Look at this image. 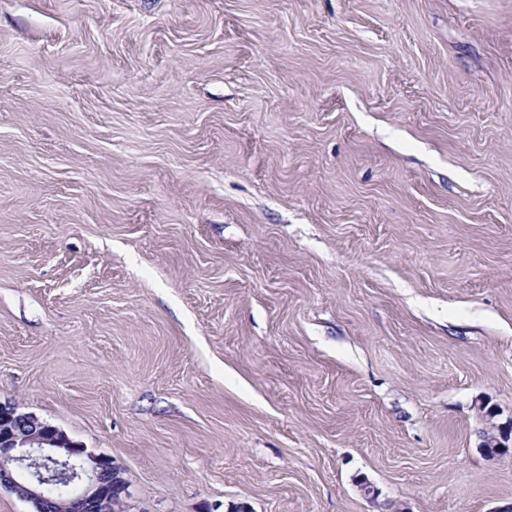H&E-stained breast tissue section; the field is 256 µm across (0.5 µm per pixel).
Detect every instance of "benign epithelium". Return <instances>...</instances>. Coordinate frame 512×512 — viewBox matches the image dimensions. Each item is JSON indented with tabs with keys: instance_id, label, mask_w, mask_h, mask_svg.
Segmentation results:
<instances>
[{
	"instance_id": "benign-epithelium-1",
	"label": "benign epithelium",
	"mask_w": 512,
	"mask_h": 512,
	"mask_svg": "<svg viewBox=\"0 0 512 512\" xmlns=\"http://www.w3.org/2000/svg\"><path fill=\"white\" fill-rule=\"evenodd\" d=\"M499 436L487 438L483 446L489 456L508 451V432L497 427ZM68 488V496L55 501L52 485ZM27 502L31 512H124L127 485L112 460L96 455L72 441L63 431L0 403V490Z\"/></svg>"
}]
</instances>
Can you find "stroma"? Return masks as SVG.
<instances>
[{"instance_id":"35a3bbf8","label":"stroma","mask_w":512,"mask_h":512,"mask_svg":"<svg viewBox=\"0 0 512 512\" xmlns=\"http://www.w3.org/2000/svg\"><path fill=\"white\" fill-rule=\"evenodd\" d=\"M480 401L512 0H0V403L130 512H497Z\"/></svg>"}]
</instances>
